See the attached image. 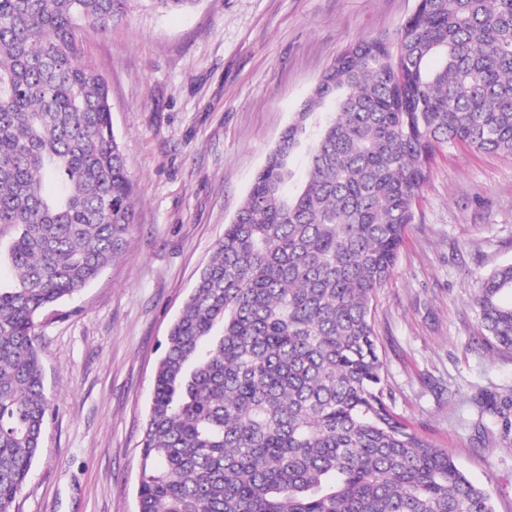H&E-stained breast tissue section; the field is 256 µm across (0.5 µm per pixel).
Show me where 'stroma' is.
I'll return each mask as SVG.
<instances>
[{
	"mask_svg": "<svg viewBox=\"0 0 512 512\" xmlns=\"http://www.w3.org/2000/svg\"><path fill=\"white\" fill-rule=\"evenodd\" d=\"M416 0H124L87 33L135 186L125 250L38 320L51 402L15 512H136L140 439L169 328L257 171L352 41L394 33ZM373 325L387 401L512 512V438L472 398L512 394V349L481 336L476 282L512 262V155L457 144L428 170Z\"/></svg>",
	"mask_w": 512,
	"mask_h": 512,
	"instance_id": "1",
	"label": "stroma"
}]
</instances>
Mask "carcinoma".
Instances as JSON below:
<instances>
[{"mask_svg":"<svg viewBox=\"0 0 512 512\" xmlns=\"http://www.w3.org/2000/svg\"><path fill=\"white\" fill-rule=\"evenodd\" d=\"M121 2L0 0V258L17 277L0 287V512L50 411L37 318L119 257L134 223L109 89L81 55ZM456 143L512 154V0H419L320 77L170 328L137 512H495L387 403L373 328L429 166ZM473 303L511 349L512 263ZM475 401L512 433V395Z\"/></svg>","mask_w":512,"mask_h":512,"instance_id":"1","label":"carcinoma"}]
</instances>
